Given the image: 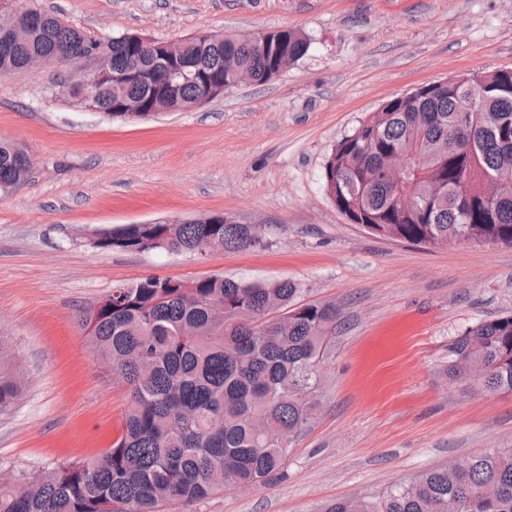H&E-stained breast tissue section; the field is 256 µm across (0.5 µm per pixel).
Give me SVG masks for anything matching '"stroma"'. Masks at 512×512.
<instances>
[{
    "label": "stroma",
    "instance_id": "1",
    "mask_svg": "<svg viewBox=\"0 0 512 512\" xmlns=\"http://www.w3.org/2000/svg\"><path fill=\"white\" fill-rule=\"evenodd\" d=\"M94 38L296 29L308 54L263 85L143 120L53 95L63 67L0 77V140L32 173L0 197V339L23 376L0 414V472L29 477L110 448L127 396L92 354L81 311L148 276L290 280L337 310L317 406L284 479L165 512H325L435 467L512 448V393L447 374L448 346L512 315V247H427L350 223L324 185L337 144L392 97L512 70V0H34ZM213 213L264 247L203 255L102 250L100 231Z\"/></svg>",
    "mask_w": 512,
    "mask_h": 512
}]
</instances>
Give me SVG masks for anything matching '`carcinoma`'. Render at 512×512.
I'll return each instance as SVG.
<instances>
[{
	"mask_svg": "<svg viewBox=\"0 0 512 512\" xmlns=\"http://www.w3.org/2000/svg\"><path fill=\"white\" fill-rule=\"evenodd\" d=\"M14 38L0 43V77L32 56L63 65L94 52L111 57L112 69H136L153 82L102 86L96 96L71 87L64 98L83 110H109L125 96L150 100L167 72L154 48L125 33L88 37L62 18L32 5L10 19ZM295 61L310 50L309 37L289 29L269 35ZM260 36L217 35L203 46L188 38L179 51L198 69L237 86L272 80L273 57ZM201 93L193 80H178L161 105L191 107ZM469 93L453 82L396 96L334 148L336 208H355L371 220L375 235L397 233L425 246L443 238L512 246V191L486 201L485 180L512 167V70L485 79L482 111L462 128L457 122ZM402 154L408 168L398 185L382 164ZM32 161L23 148L0 140V196L25 182ZM409 194L404 212L397 196ZM103 250L142 246L170 254H196L207 244L226 250L259 247L252 224H126L98 234ZM290 280L248 283L222 276L191 281L149 276L112 288L111 301L82 311L80 325L96 356L128 394L122 432L101 455L71 461L29 478L0 481V512H158L164 503L205 499L231 485L257 488L284 474L291 444L315 407L317 366L336 329V306L297 301ZM288 325L279 326V316ZM478 370L477 384L512 393V315L468 328L448 346V375L456 362ZM21 391L10 358L0 354V412ZM512 512V448L464 458L455 470L434 468L374 498H344L328 512Z\"/></svg>",
	"mask_w": 512,
	"mask_h": 512,
	"instance_id": "1",
	"label": "carcinoma"
}]
</instances>
